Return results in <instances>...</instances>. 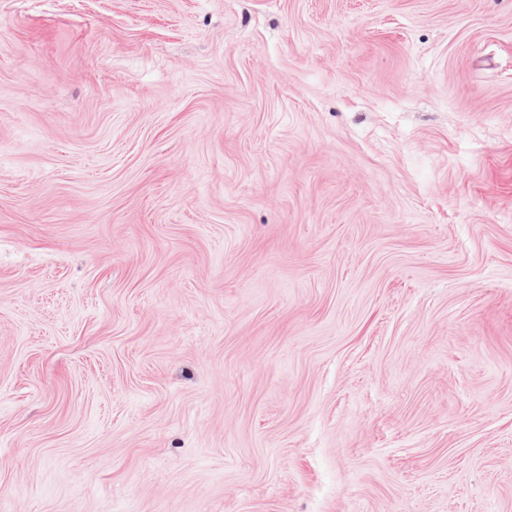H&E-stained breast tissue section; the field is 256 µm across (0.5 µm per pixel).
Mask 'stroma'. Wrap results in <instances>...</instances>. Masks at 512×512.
<instances>
[{
  "label": "stroma",
  "instance_id": "35a3bbf8",
  "mask_svg": "<svg viewBox=\"0 0 512 512\" xmlns=\"http://www.w3.org/2000/svg\"><path fill=\"white\" fill-rule=\"evenodd\" d=\"M0 512H512V0H0Z\"/></svg>",
  "mask_w": 512,
  "mask_h": 512
}]
</instances>
